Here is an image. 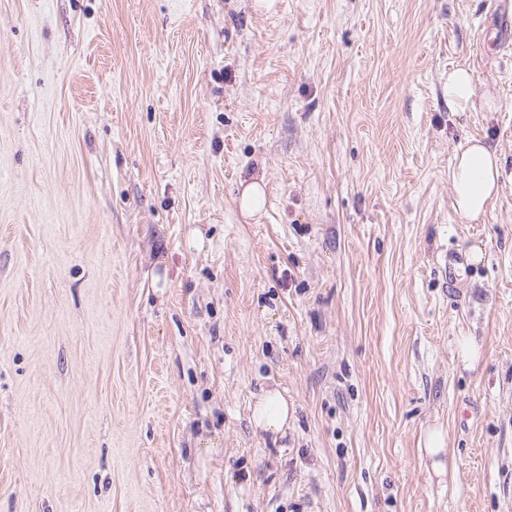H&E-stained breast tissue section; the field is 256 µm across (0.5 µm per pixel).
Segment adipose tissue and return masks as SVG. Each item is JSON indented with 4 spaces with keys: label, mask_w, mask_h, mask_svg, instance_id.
<instances>
[{
    "label": "adipose tissue",
    "mask_w": 512,
    "mask_h": 512,
    "mask_svg": "<svg viewBox=\"0 0 512 512\" xmlns=\"http://www.w3.org/2000/svg\"><path fill=\"white\" fill-rule=\"evenodd\" d=\"M499 177L500 157L496 148L479 138L466 140L456 153L451 170L455 210L467 221L480 220L498 193ZM289 417L288 398L277 389L265 391L252 406L254 428L276 439L286 433Z\"/></svg>",
    "instance_id": "adipose-tissue-1"
}]
</instances>
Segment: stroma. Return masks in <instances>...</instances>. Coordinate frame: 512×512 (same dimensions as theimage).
Segmentation results:
<instances>
[{"mask_svg": "<svg viewBox=\"0 0 512 512\" xmlns=\"http://www.w3.org/2000/svg\"><path fill=\"white\" fill-rule=\"evenodd\" d=\"M0 512H512V0H0ZM476 85L471 71L458 66L448 71V107L466 112L474 109ZM500 157L495 147L483 139L466 140L456 153L451 179L455 210L467 221L480 220L497 195ZM287 394L278 389H269L258 396L252 405L253 427L276 440L288 430V419L293 413Z\"/></svg>", "mask_w": 512, "mask_h": 512, "instance_id": "obj_1", "label": "stroma"}]
</instances>
